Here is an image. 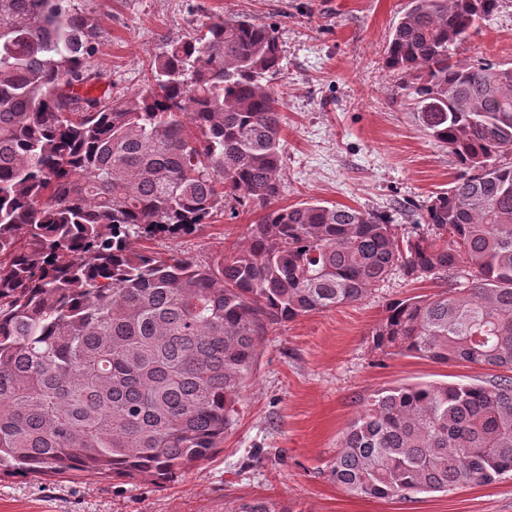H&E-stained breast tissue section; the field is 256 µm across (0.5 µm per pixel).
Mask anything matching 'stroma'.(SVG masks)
Returning <instances> with one entry per match:
<instances>
[{"mask_svg":"<svg viewBox=\"0 0 512 512\" xmlns=\"http://www.w3.org/2000/svg\"><path fill=\"white\" fill-rule=\"evenodd\" d=\"M86 12L98 51L92 94L142 87L167 43L210 17L247 15L274 25L282 71L283 191L279 204L315 199L381 214L404 234L427 233L419 217L460 170L447 148L399 105L383 67L393 25L408 0H70ZM459 58L512 64V0L457 49ZM252 214L226 199L223 212L185 235L142 241L147 250L206 263L243 240ZM393 274L368 297L274 326L260 342L235 424L218 452L157 485L85 474L0 478V512H227L240 498L286 501L294 512H512V473L483 486L402 500L352 497L325 475L342 431L366 398L401 384H483L494 371L384 357L368 334L394 300L436 292Z\"/></svg>","mask_w":512,"mask_h":512,"instance_id":"stroma-1","label":"stroma"}]
</instances>
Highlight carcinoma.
I'll return each instance as SVG.
<instances>
[{"label": "carcinoma", "mask_w": 512, "mask_h": 512, "mask_svg": "<svg viewBox=\"0 0 512 512\" xmlns=\"http://www.w3.org/2000/svg\"><path fill=\"white\" fill-rule=\"evenodd\" d=\"M499 0H409L384 51L405 105L463 174L426 206L431 237L282 191L276 29L210 19L136 92L92 96L96 32L68 0H0V476L165 484L219 450L262 336L357 302L398 267L448 282L394 300L382 355L499 371L488 384L373 394L328 479L406 499L512 471V66L457 48ZM237 199L240 245L201 265L133 242L189 232ZM468 276L470 287L454 282ZM230 512H291L242 499Z\"/></svg>", "instance_id": "cac0c4a2"}]
</instances>
